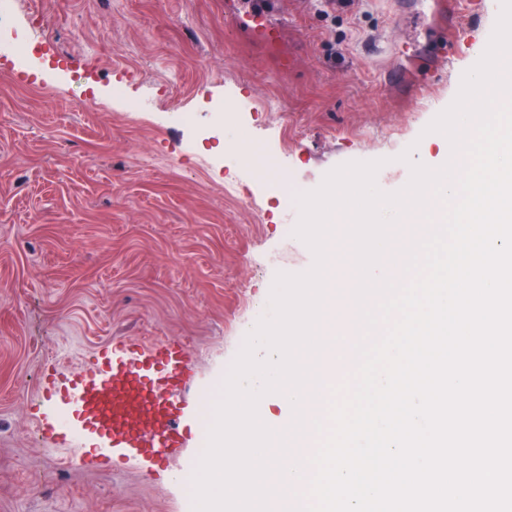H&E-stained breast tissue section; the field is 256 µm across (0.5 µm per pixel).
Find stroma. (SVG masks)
I'll list each match as a JSON object with an SVG mask.
<instances>
[{
	"label": "stroma",
	"mask_w": 512,
	"mask_h": 512,
	"mask_svg": "<svg viewBox=\"0 0 512 512\" xmlns=\"http://www.w3.org/2000/svg\"><path fill=\"white\" fill-rule=\"evenodd\" d=\"M225 2L19 0L12 30L36 39L28 62L0 55V512H192L202 393L223 388L277 274L314 264L271 183L310 192L377 160L381 192L403 189L497 23L475 15L441 68L443 31L420 39L406 0H281L288 40L269 47L230 29ZM237 133L269 156L267 184L225 151ZM122 338L195 352L193 435L159 466L38 432L59 410L45 376Z\"/></svg>",
	"instance_id": "obj_1"
}]
</instances>
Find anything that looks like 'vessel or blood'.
<instances>
[{"label":"vessel or blood","instance_id":"obj_1","mask_svg":"<svg viewBox=\"0 0 512 512\" xmlns=\"http://www.w3.org/2000/svg\"><path fill=\"white\" fill-rule=\"evenodd\" d=\"M475 7V0H439L438 13L448 16L445 47L459 42L464 17ZM232 27L277 45L286 36L288 15L276 0H260L258 7L235 13ZM194 362V352L179 340L112 341L55 386L69 416L49 419L47 430L71 448H124L138 457L178 454L190 431L186 396L195 382Z\"/></svg>","mask_w":512,"mask_h":512}]
</instances>
